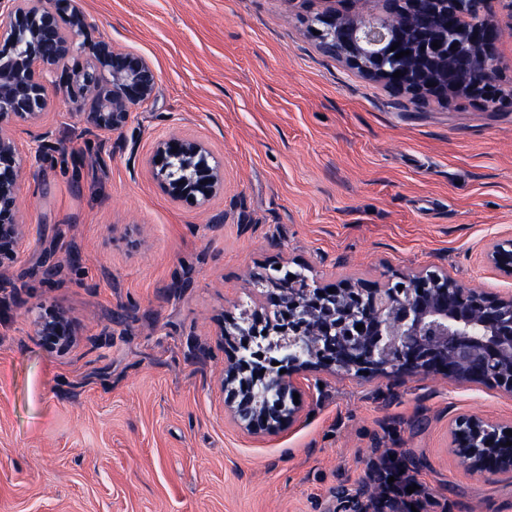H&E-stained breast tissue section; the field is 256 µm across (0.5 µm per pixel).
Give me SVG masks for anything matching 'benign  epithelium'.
Wrapping results in <instances>:
<instances>
[{
  "label": "benign epithelium",
  "instance_id": "benign-epithelium-1",
  "mask_svg": "<svg viewBox=\"0 0 512 512\" xmlns=\"http://www.w3.org/2000/svg\"><path fill=\"white\" fill-rule=\"evenodd\" d=\"M495 2L482 0L474 22L466 0H379L380 11L367 17L330 8L309 30L318 31L314 39L326 52L415 101L478 100L494 91L501 32ZM384 57L401 76L372 65ZM157 81L144 56L92 40L75 0H0V269L28 240L19 209L28 152L19 137L27 135L42 155L52 149L40 131L49 89L70 94L87 144L100 147L151 98ZM149 166L176 201H204L224 186L223 163L204 143L176 133L157 141ZM485 259L512 277V238L491 242ZM258 284L261 310L224 326L233 354L221 385L231 419L253 437L300 419L305 401L294 403L293 394H302L298 381L310 372L383 376L393 384L440 376L512 393L511 294L465 289L438 270L329 287L304 268L281 267ZM32 326L51 350L73 342L72 319L60 309L32 311ZM507 430L512 423L458 414L448 425L449 448L466 471L488 481L509 478Z\"/></svg>",
  "mask_w": 512,
  "mask_h": 512
}]
</instances>
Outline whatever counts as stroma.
<instances>
[{"instance_id":"1","label":"stroma","mask_w":512,"mask_h":512,"mask_svg":"<svg viewBox=\"0 0 512 512\" xmlns=\"http://www.w3.org/2000/svg\"><path fill=\"white\" fill-rule=\"evenodd\" d=\"M78 5L158 81L111 148L78 163V106L54 94L56 150L30 156L29 242L0 270V512H352L409 454L424 460L406 473L417 512H512V478L468 474L448 448L451 417L511 422L512 394L313 374L301 421L256 440L221 390L224 324L270 266L327 283L439 267L512 292L485 260L512 237V107L393 93L309 36L322 0ZM173 131L224 163L205 203L172 200L149 172ZM39 304L74 319L69 349L34 335Z\"/></svg>"}]
</instances>
